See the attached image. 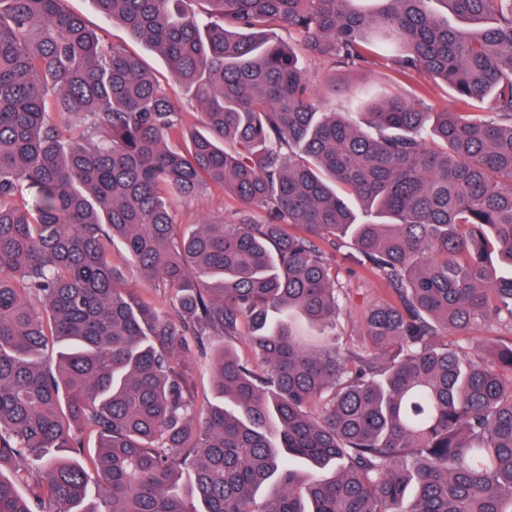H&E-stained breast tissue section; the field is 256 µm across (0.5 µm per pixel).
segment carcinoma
<instances>
[{
  "label": "carcinoma",
  "instance_id": "carcinoma-1",
  "mask_svg": "<svg viewBox=\"0 0 512 512\" xmlns=\"http://www.w3.org/2000/svg\"><path fill=\"white\" fill-rule=\"evenodd\" d=\"M94 2L201 128L66 0H0V512H512V339L464 346L512 328V0ZM205 186L244 209L181 231ZM342 247L390 294L361 345ZM67 5L72 12L80 15L91 28L98 30L108 42L123 47L141 57L146 66L166 86L171 97L181 105L186 125L189 127L198 126L201 116L200 109L191 100L189 94L172 81L164 61L144 42L132 37L123 26L107 23L93 0H68ZM390 71L388 67L384 64V62L372 66L367 70H362L360 72L353 73H344L342 75V80L345 84H349L352 88H364L368 85L382 82L387 79ZM468 336H472L470 346L475 350V353L482 354L485 349L489 347L490 342H506L512 337V334L509 332L508 328L489 325L473 330ZM186 356L193 359L195 395L199 407L206 409L215 401L211 391V370L207 359L200 358L197 354L189 353Z\"/></svg>",
  "mask_w": 512,
  "mask_h": 512
}]
</instances>
